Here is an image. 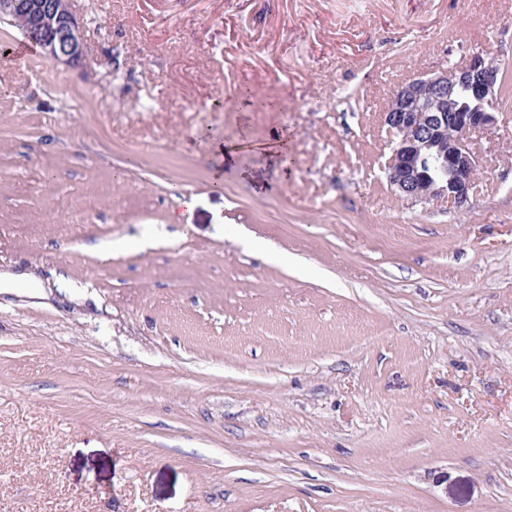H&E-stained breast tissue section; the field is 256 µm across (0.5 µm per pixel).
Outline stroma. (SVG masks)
Instances as JSON below:
<instances>
[{
    "label": "stroma",
    "mask_w": 512,
    "mask_h": 512,
    "mask_svg": "<svg viewBox=\"0 0 512 512\" xmlns=\"http://www.w3.org/2000/svg\"><path fill=\"white\" fill-rule=\"evenodd\" d=\"M74 8L0 57V512H512V100L461 208L381 122L512 0ZM0 22L18 27L25 38L39 44L49 62L68 67L83 64V26L72 0H0Z\"/></svg>",
    "instance_id": "obj_1"
}]
</instances>
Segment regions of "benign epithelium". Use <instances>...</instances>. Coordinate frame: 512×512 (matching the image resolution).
<instances>
[{"label": "benign epithelium", "instance_id": "benign-epithelium-1", "mask_svg": "<svg viewBox=\"0 0 512 512\" xmlns=\"http://www.w3.org/2000/svg\"><path fill=\"white\" fill-rule=\"evenodd\" d=\"M0 22L39 44L49 62L83 64V26L72 0H0ZM499 73L478 51L462 66L417 74L397 86L382 112L391 146L387 179L395 195L457 208L468 202L482 161L474 137L499 127Z\"/></svg>", "mask_w": 512, "mask_h": 512}]
</instances>
